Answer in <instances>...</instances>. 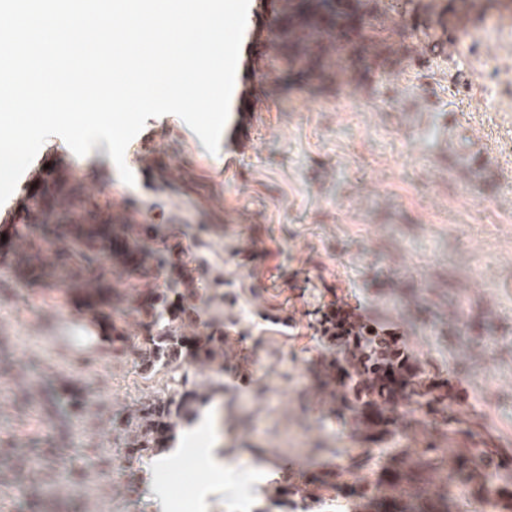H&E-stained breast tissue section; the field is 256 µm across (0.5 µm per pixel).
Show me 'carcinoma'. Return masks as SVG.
<instances>
[{
  "label": "carcinoma",
  "mask_w": 512,
  "mask_h": 512,
  "mask_svg": "<svg viewBox=\"0 0 512 512\" xmlns=\"http://www.w3.org/2000/svg\"><path fill=\"white\" fill-rule=\"evenodd\" d=\"M300 2L271 0L274 14L288 20V26L270 32L267 67L276 72L300 69L311 74L325 66L342 70L341 59L335 60L333 55L336 33L343 31L350 18L344 0H309L315 20L297 23L294 18L301 14ZM65 175L51 168L41 181L54 207L46 213L36 202L28 205L14 232L15 252L30 265L71 262L64 287L90 293L107 272L102 259L112 240L130 238L134 225L111 224L109 239L101 237L86 219L91 214L112 219L110 202L84 192L79 184L69 186ZM127 301L149 318L143 335L127 337L136 348L135 367L146 380L162 369L169 374L165 385L132 404L124 428L113 439L132 460L166 451L177 426L223 391L215 377L224 373V337L209 332L186 335L185 328L196 313L195 291L188 283L178 288L133 281ZM458 438L459 431L450 428L448 448L383 449L381 456L389 461V468L376 483H366L359 498L370 508L388 510L397 494L412 489L407 512H452L453 483L472 498L495 499L498 512H512V488L502 475V470L512 467V458L504 457L481 437L468 438L462 448L451 447ZM337 482V474H325L291 494L273 482L268 502L283 504L285 512H330L338 503Z\"/></svg>",
  "instance_id": "carcinoma-1"
}]
</instances>
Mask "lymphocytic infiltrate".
I'll return each instance as SVG.
<instances>
[{"instance_id":"lymphocytic-infiltrate-1","label":"lymphocytic infiltrate","mask_w":512,"mask_h":512,"mask_svg":"<svg viewBox=\"0 0 512 512\" xmlns=\"http://www.w3.org/2000/svg\"><path fill=\"white\" fill-rule=\"evenodd\" d=\"M327 301L315 310L314 333L330 348L323 357V386L332 388L338 405L355 400V414L372 433L388 430L395 412L406 399L415 380H422L427 400L425 410L443 413L465 400L466 392L451 378L425 374L409 352L401 331L378 323L336 286H326Z\"/></svg>"}]
</instances>
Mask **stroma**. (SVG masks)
<instances>
[{"label": "stroma", "mask_w": 512, "mask_h": 512, "mask_svg": "<svg viewBox=\"0 0 512 512\" xmlns=\"http://www.w3.org/2000/svg\"><path fill=\"white\" fill-rule=\"evenodd\" d=\"M383 20L384 44L348 53L342 73L289 77L274 97L240 55L233 94L250 105L230 110L218 153L178 116L148 118L125 151L134 184L106 143L79 157L60 137L45 141L23 184L48 164L77 169L139 243L182 242L177 259L198 280L195 326L224 335V391L178 428L159 510L147 459L110 450L152 388L132 369L142 317L125 300L127 267L110 259L101 306L123 334L104 335L88 359L71 343L92 319L82 292L64 290L56 269L30 281L0 254V512H198L203 489L208 512H254L290 467L317 477L338 455L354 459L361 430L314 369L323 345L307 323L320 291L291 298L282 281L294 272L338 283L398 327L427 370L467 389L453 409L463 435L512 448V0H398ZM451 109L495 145L468 178L438 138ZM254 248L266 257L242 263ZM262 309L295 310L297 324L261 320ZM413 409L400 405L392 444L447 447V423ZM87 448L108 449L106 462L87 467L83 496L61 492L63 468ZM220 453L239 466L216 480Z\"/></svg>", "instance_id": "35a3bbf8"}]
</instances>
